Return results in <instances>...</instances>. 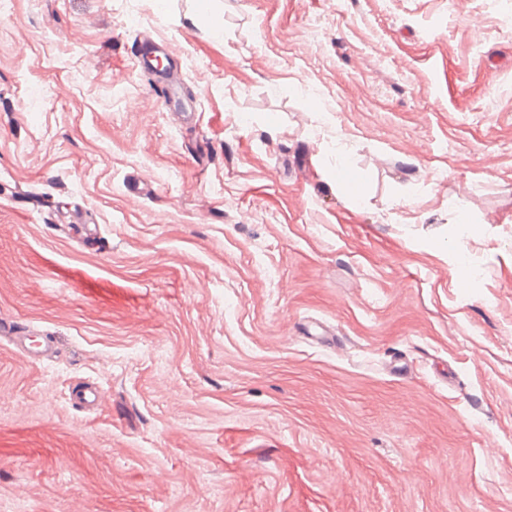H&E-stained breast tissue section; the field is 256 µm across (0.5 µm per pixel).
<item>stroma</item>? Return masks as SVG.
I'll return each instance as SVG.
<instances>
[{
    "instance_id": "1",
    "label": "stroma",
    "mask_w": 512,
    "mask_h": 512,
    "mask_svg": "<svg viewBox=\"0 0 512 512\" xmlns=\"http://www.w3.org/2000/svg\"><path fill=\"white\" fill-rule=\"evenodd\" d=\"M2 318L0 512H512V0H8ZM133 55L136 67L144 71H154V68L157 67L160 62H163V59L167 61V64L164 65L163 68H170V53L163 44H156L153 50L148 53H143L142 48L136 49ZM154 100L166 109H173L176 112H182L184 116L192 115L195 112L179 101L178 83L174 78H165L160 85L151 91ZM0 334L16 342L20 353L30 361H39L57 353V347L54 341L46 336H38L43 340L37 341V337L27 335L26 329L14 330L10 325L2 324Z\"/></svg>"
}]
</instances>
